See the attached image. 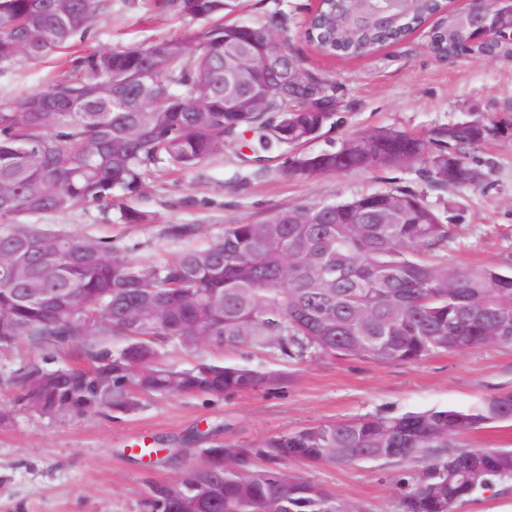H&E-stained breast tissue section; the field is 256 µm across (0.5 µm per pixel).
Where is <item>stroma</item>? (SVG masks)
I'll return each mask as SVG.
<instances>
[{
	"mask_svg": "<svg viewBox=\"0 0 512 512\" xmlns=\"http://www.w3.org/2000/svg\"><path fill=\"white\" fill-rule=\"evenodd\" d=\"M318 0H242L232 21L268 24L276 42L288 44L302 63L328 77L341 102L323 133L300 148L314 155L338 149L358 132L396 129L427 138L472 113L512 116V52L490 58H448L429 46L426 29L375 54L353 59L328 56L308 42L302 26ZM188 21L160 15L149 0L128 7L112 0L111 13L77 35L70 48L38 61L0 68V102L25 96L74 69L78 57L100 49L145 45L187 29ZM487 162L478 188H439L422 163L395 169L352 171L294 181L282 170L288 151L262 148L247 132L199 169L158 172L141 195L114 206L78 207L36 216V223L79 236L111 241L137 263L163 262L220 237L240 222H261L276 211L316 201L407 188L424 197L452 227L448 262L512 270V139L488 142L475 154ZM148 212L147 224H125L119 202ZM173 224L193 226L174 238ZM246 365L266 372L257 390L223 397L164 395L143 399L135 412L54 419L19 413L0 421V512H140L149 482L172 483L215 444L249 445L265 437L324 422L371 415H398L439 408H468L512 392V346L437 353L416 363L376 366L337 359L289 363L271 351L247 347L166 352L164 365L187 369L199 360ZM47 368L83 365L70 352L45 359L23 344L0 354V410L15 388L13 372L30 361ZM295 475L363 512H400V499L420 463L360 462L354 465H286Z\"/></svg>",
	"mask_w": 512,
	"mask_h": 512,
	"instance_id": "stroma-1",
	"label": "stroma"
}]
</instances>
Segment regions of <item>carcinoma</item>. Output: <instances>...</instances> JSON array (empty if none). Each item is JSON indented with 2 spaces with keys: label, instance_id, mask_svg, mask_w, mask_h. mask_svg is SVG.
Instances as JSON below:
<instances>
[{
  "label": "carcinoma",
  "instance_id": "carcinoma-1",
  "mask_svg": "<svg viewBox=\"0 0 512 512\" xmlns=\"http://www.w3.org/2000/svg\"><path fill=\"white\" fill-rule=\"evenodd\" d=\"M154 8L203 22L144 47L103 49L83 57L79 74L18 101L0 103V352L27 343L46 358L80 350L86 368L22 365L8 412L46 418L90 412L128 414L150 394H224L258 389L265 373L201 360L188 370L161 364L167 347L266 348L300 363L340 359L374 365L415 363L434 353L512 345V273L490 265L452 267L449 225L410 189L375 192L324 211L308 203L259 223L231 224L202 248L142 266L106 241L31 224L28 219L133 198L158 168L194 169L224 150V139L251 130L267 144L293 148L317 138L332 118L336 89L304 69L323 96L288 111L274 90L257 112H226L233 91L224 61L244 51L254 26L225 23L239 0H153ZM359 0H319L304 35L323 53L368 56L403 41L430 19L434 49L450 55L479 49L492 57L502 42L477 41L443 0H415L385 22L359 21ZM112 9V0H0V67L36 61L68 46ZM129 89L130 105L112 96ZM485 142L467 127L425 141L394 129L348 138L345 154H292L288 178L305 181L352 170L427 164L438 186L477 188L486 172L470 153ZM468 178L457 175V161ZM125 224L148 213L124 206ZM47 248L48 276L33 269L31 247ZM28 288L38 297L29 299ZM77 292L84 312L67 308L62 289ZM135 303L142 316L131 319ZM506 322L499 335L494 321ZM117 337L111 348L89 338ZM512 420V393L467 409H437L320 423L251 445L205 449L208 465L182 483H152L142 512H361L327 490L286 472L285 461L348 465L426 460L401 512H457L475 493L512 475V448L464 449L457 442L483 426Z\"/></svg>",
  "mask_w": 512,
  "mask_h": 512
}]
</instances>
